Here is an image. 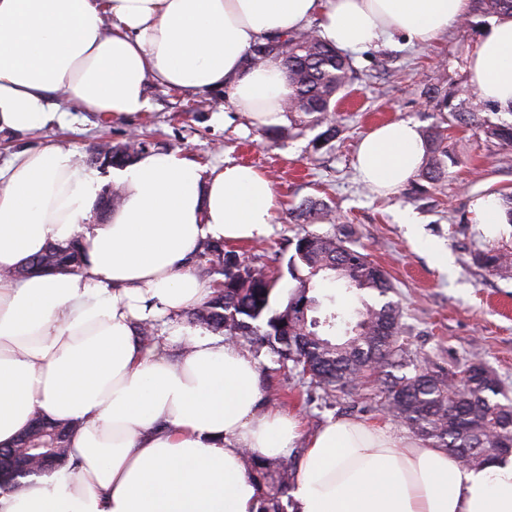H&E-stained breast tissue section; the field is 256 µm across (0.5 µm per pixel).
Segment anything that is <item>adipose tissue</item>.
<instances>
[{
  "instance_id": "1",
  "label": "adipose tissue",
  "mask_w": 512,
  "mask_h": 512,
  "mask_svg": "<svg viewBox=\"0 0 512 512\" xmlns=\"http://www.w3.org/2000/svg\"><path fill=\"white\" fill-rule=\"evenodd\" d=\"M471 0H0V133L53 122L61 103L129 120L148 83L224 88L236 111L283 122L292 85L279 60L246 62L256 42L318 21L343 51L405 37L426 45ZM484 99L512 104V18L468 60ZM424 156L417 127L382 124L358 145L367 185L392 192ZM120 202L94 223L100 179L73 148L50 143L0 168V447L34 415L77 422L74 470L0 490V512H256L249 459L284 454L295 417L262 406L257 362L238 345L176 320L209 285L191 268L204 240L265 236L277 200L255 168L210 173L146 151L112 171ZM81 239L71 273L8 277L51 243ZM168 315L177 360L141 350L137 322ZM294 512H512V454L479 468L431 443L348 417L306 441Z\"/></svg>"
}]
</instances>
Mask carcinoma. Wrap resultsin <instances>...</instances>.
I'll list each match as a JSON object with an SVG mask.
<instances>
[{"label": "carcinoma", "mask_w": 512, "mask_h": 512, "mask_svg": "<svg viewBox=\"0 0 512 512\" xmlns=\"http://www.w3.org/2000/svg\"><path fill=\"white\" fill-rule=\"evenodd\" d=\"M488 13L512 17V0H474ZM276 58L284 66L293 94L285 111L303 114L314 126H326L323 135L335 133L333 120L336 96L353 80L350 58L313 32H292L249 52L253 65ZM441 106L453 120L475 125L486 136L512 146V124L489 123L476 112H458L447 98ZM448 150L443 138L431 140L425 177L437 180L446 175ZM296 255L308 269L298 291L284 309L273 307L278 278L244 266L224 242L212 241L197 253L198 266L205 270L213 262L222 266L224 280L211 284L210 295L188 312L190 322L208 331L222 333L233 343L243 339L266 347L276 356L278 370L298 380L299 387L322 390V399L332 401L336 393H350L358 384L383 373L382 405L387 413L417 436L434 442L466 466H483L512 446V404L491 399L499 395L497 379L480 365L464 370L467 377H455L442 369H422L414 375L395 377L387 368L400 356L401 311L387 302L380 307L360 299L356 320L344 322L335 307L309 295L313 279L332 271L346 290L371 291L385 296L392 285L379 267L353 248L346 233L306 231L297 238ZM86 249L79 241L65 246L51 243L32 262L17 267L16 276L33 272L73 271L84 263ZM343 333H338L341 323ZM143 350L160 352L154 324H137ZM73 423H58L37 417L13 447L0 448V458L34 457L45 452L53 456L48 471L68 463L69 437ZM296 469L288 458L274 470L253 460L251 475L259 490L258 512H289L288 489Z\"/></svg>", "instance_id": "carcinoma-1"}]
</instances>
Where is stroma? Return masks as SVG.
<instances>
[{
  "label": "stroma",
  "mask_w": 512,
  "mask_h": 512,
  "mask_svg": "<svg viewBox=\"0 0 512 512\" xmlns=\"http://www.w3.org/2000/svg\"><path fill=\"white\" fill-rule=\"evenodd\" d=\"M494 20V14L474 9L429 45L397 36L391 44L352 54L357 78L336 112V136L327 142L320 141V128L290 117L263 126L231 111L223 89L194 96L151 84L147 109L130 121L72 108L41 130L1 132L0 165L18 151L64 143L102 177L104 198L111 197L114 185L101 155L134 136L142 150L172 151L206 170L227 162L252 166L272 180L278 209L266 236L229 249L249 267L281 273L278 304H286L307 273L303 265L291 263L303 224L290 210L308 201L320 203L325 218L313 223L312 231L350 232L355 248L391 281L389 298L402 311L400 344L407 355L395 375L419 366L459 372L480 365L497 377L503 396L512 398V268H487L473 260L480 251L512 252V224H498L494 236H487L475 224L473 210L476 198L512 187V147L477 127L450 124L449 113L425 94L433 86L456 107L478 110L467 64ZM400 119L416 124L424 138L446 130L448 173L436 181L413 175L397 193L382 196L358 181L356 149L371 129ZM404 209L415 213L419 235L397 222ZM428 242L447 249V271L433 265L424 248ZM255 358L265 406L298 417L302 437L339 416L381 425L398 437L410 434L382 410L376 383L330 403L316 393L306 404L297 396L296 378L274 372L268 349H260Z\"/></svg>",
  "instance_id": "35a3bbf8"
}]
</instances>
